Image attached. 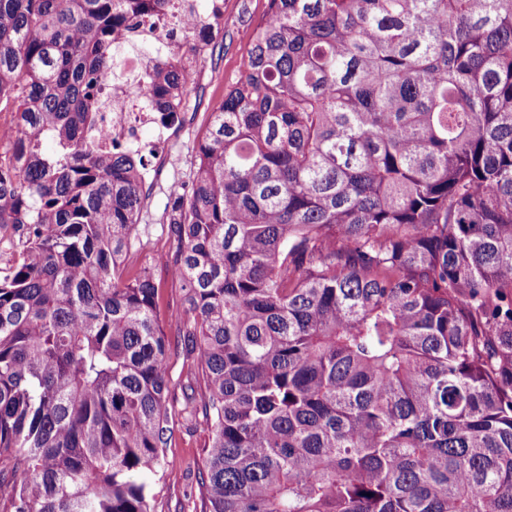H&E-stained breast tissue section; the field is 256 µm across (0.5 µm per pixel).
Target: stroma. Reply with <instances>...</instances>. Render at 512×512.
<instances>
[{
    "mask_svg": "<svg viewBox=\"0 0 512 512\" xmlns=\"http://www.w3.org/2000/svg\"><path fill=\"white\" fill-rule=\"evenodd\" d=\"M265 0H224V52L206 56L198 65V79L186 96L189 117L175 143L167 144L161 173L144 202L143 220L137 227L135 246L162 244L165 222L164 207L172 174L188 175L191 148L204 121L199 103L221 96L225 87L236 79L250 46L252 23L259 20ZM207 430L201 415L186 413L174 419V431L166 450V463L159 473L158 495L154 512H203L200 471L201 449Z\"/></svg>",
    "mask_w": 512,
    "mask_h": 512,
    "instance_id": "obj_1",
    "label": "stroma"
}]
</instances>
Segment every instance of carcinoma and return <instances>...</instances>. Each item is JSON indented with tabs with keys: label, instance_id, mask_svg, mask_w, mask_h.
I'll list each match as a JSON object with an SVG mask.
<instances>
[{
	"label": "carcinoma",
	"instance_id": "carcinoma-1",
	"mask_svg": "<svg viewBox=\"0 0 512 512\" xmlns=\"http://www.w3.org/2000/svg\"><path fill=\"white\" fill-rule=\"evenodd\" d=\"M145 108L182 123L196 41ZM175 0H0L5 512H153L173 418L155 268L204 384L208 512H512V0H267L162 255L101 80ZM53 148L46 149L47 143ZM17 225L12 230L10 240H2L0 243V271H6L12 264L20 258L21 247L19 243L24 239L25 229ZM157 282H160L161 300L159 314L161 319H167L168 307L176 308L181 302V291L177 284H173L163 269L155 271Z\"/></svg>",
	"mask_w": 512,
	"mask_h": 512
}]
</instances>
